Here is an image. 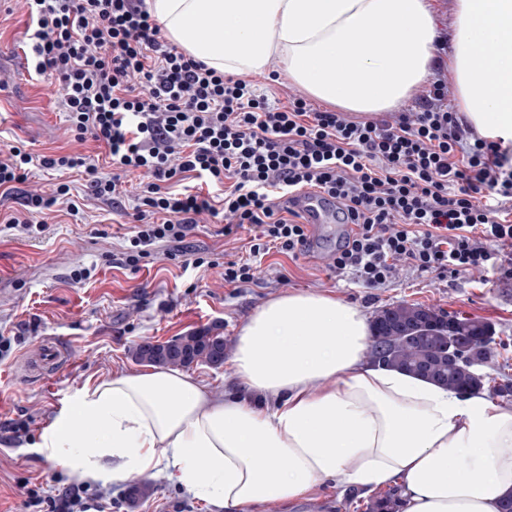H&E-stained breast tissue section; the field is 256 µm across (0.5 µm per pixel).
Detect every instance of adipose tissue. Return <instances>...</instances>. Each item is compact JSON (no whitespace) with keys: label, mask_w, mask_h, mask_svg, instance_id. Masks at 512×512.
<instances>
[{"label":"adipose tissue","mask_w":512,"mask_h":512,"mask_svg":"<svg viewBox=\"0 0 512 512\" xmlns=\"http://www.w3.org/2000/svg\"><path fill=\"white\" fill-rule=\"evenodd\" d=\"M166 34L225 73L278 63L313 97L383 112L432 73L429 0H145ZM450 77L466 121L512 146V0H456ZM367 314L293 293L240 329L235 386L175 369L86 383L40 435L79 482L167 473L224 512L310 498L332 482L398 487L402 512H501L512 498V410L369 364Z\"/></svg>","instance_id":"ef3b65f1"}]
</instances>
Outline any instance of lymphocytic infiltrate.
<instances>
[{"mask_svg": "<svg viewBox=\"0 0 512 512\" xmlns=\"http://www.w3.org/2000/svg\"><path fill=\"white\" fill-rule=\"evenodd\" d=\"M25 2L32 72L55 77L70 133L103 145L112 170L81 153L12 146L0 151V194L19 191L35 166L77 169L97 198L116 205L124 174H143L132 235L113 264L138 268L157 243L183 242L203 217L220 216L225 234L254 230L248 258L221 264L225 283H251L254 259L309 249L307 225L280 204L306 190L336 199L351 230L332 265L369 288L391 282L401 263L420 272L484 271L512 247V153L449 107L444 77L430 80L415 111L389 120H351L300 95L274 107L255 95L252 80L169 42L143 0ZM59 203L78 209L68 184L50 196L26 192L6 223L43 233L33 215ZM26 494L32 512L107 507L80 485Z\"/></svg>", "mask_w": 512, "mask_h": 512, "instance_id": "obj_1", "label": "lymphocytic infiltrate"}]
</instances>
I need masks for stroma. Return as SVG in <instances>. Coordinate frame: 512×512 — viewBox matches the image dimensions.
<instances>
[{
    "label": "stroma",
    "mask_w": 512,
    "mask_h": 512,
    "mask_svg": "<svg viewBox=\"0 0 512 512\" xmlns=\"http://www.w3.org/2000/svg\"><path fill=\"white\" fill-rule=\"evenodd\" d=\"M27 23L23 0H0V150L21 144L40 155L75 150L105 156L97 142L73 140L57 84L30 74ZM141 181L139 174L126 176L125 210L136 206ZM60 183L70 185L79 212H49L43 217L46 231L34 239L4 224L20 204L0 196V330L18 336L0 358V512H28L26 482L42 484L48 495L70 485L66 469L38 451L40 434L85 383L141 370L129 353L134 344L163 343L216 320L229 343H236L249 314L278 295L329 294L370 316L407 302L482 319L493 329L497 352L485 371L512 379V279L497 270L441 276L402 265L392 282L368 288L330 268L325 256L335 251L338 238L325 235L313 252L295 258L270 251L257 262L254 283L238 288L225 283L220 265L199 276L172 259L191 250L209 252L219 262L244 256L248 231L228 236L223 220L206 217L184 242L154 246L133 271L112 264L113 254L128 245L125 210L113 211L97 199L82 173L38 169L27 188L48 194ZM49 341L59 356L48 377L20 369L26 352ZM18 422L28 432L17 439L10 427ZM101 489L112 498V512H219L162 475L114 479ZM366 502L358 490L340 495L325 484L308 502L285 510L270 504L263 512H365Z\"/></svg>",
    "instance_id": "stroma-1"
}]
</instances>
